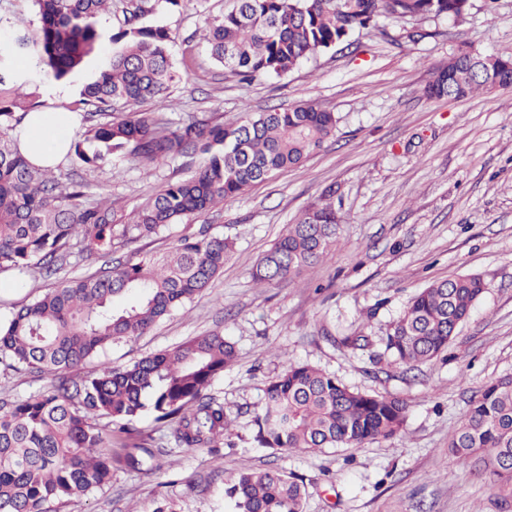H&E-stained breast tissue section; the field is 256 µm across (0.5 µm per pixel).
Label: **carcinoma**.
<instances>
[{
    "label": "carcinoma",
    "instance_id": "obj_1",
    "mask_svg": "<svg viewBox=\"0 0 512 512\" xmlns=\"http://www.w3.org/2000/svg\"><path fill=\"white\" fill-rule=\"evenodd\" d=\"M40 25L0 55V84L11 55L33 51L35 67L0 97V271L51 276L73 252L103 259L85 277L68 279L0 323V363L50 379L24 399L0 398V512H57L112 478V467L153 470L161 448L112 449V438L145 413L186 450L221 447L232 424L224 403L209 393L213 379L236 358L219 332L194 336L130 365L83 371L112 344L145 334L156 322L208 288L224 269L234 240L202 227L172 249L114 258L117 249L166 226L210 211L276 172L298 166L336 134L338 118L313 102L245 112L224 121L215 113L174 122L163 112L177 77L163 25L143 19L182 0H123L117 29L100 26L113 0H34ZM470 0H237L213 19L202 40L224 71L252 82L281 75L338 46L357 47L355 34L372 28L390 37L385 19L467 21ZM112 53L84 86L79 104L97 118L71 144L74 161L98 168L114 157L161 166L203 156L190 177L169 181L132 211L113 200L91 201L86 184H62L49 169L28 163L5 132L19 114L37 108L22 92L47 71L57 80L81 70L102 42ZM512 83V56L479 61L462 46L433 69L429 99L462 100ZM151 101L152 112L134 106ZM312 206L259 260L252 278L271 286L328 258L340 220L330 199ZM485 291L477 275L457 274L421 289L386 331L385 352L412 368L448 350ZM409 403L346 386L310 364H291L267 383L253 419L254 442L280 453L361 447L401 434ZM105 419L107 424L100 425ZM448 452L472 475L512 495V375L483 386L467 403ZM232 512H302L303 484L279 469L239 472L224 490Z\"/></svg>",
    "mask_w": 512,
    "mask_h": 512
}]
</instances>
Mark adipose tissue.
<instances>
[{"label":"adipose tissue","instance_id":"ef3b65f1","mask_svg":"<svg viewBox=\"0 0 512 512\" xmlns=\"http://www.w3.org/2000/svg\"><path fill=\"white\" fill-rule=\"evenodd\" d=\"M77 125V116L62 108L34 111L16 126L12 138L28 162L53 168L65 157Z\"/></svg>","mask_w":512,"mask_h":512}]
</instances>
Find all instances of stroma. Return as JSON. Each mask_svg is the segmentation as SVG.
Returning <instances> with one entry per match:
<instances>
[{"label": "stroma", "instance_id": "obj_1", "mask_svg": "<svg viewBox=\"0 0 512 512\" xmlns=\"http://www.w3.org/2000/svg\"><path fill=\"white\" fill-rule=\"evenodd\" d=\"M462 26L451 20H400L388 37L361 30L356 53L333 49L287 74L250 84L209 59L202 30L233 0H186L148 16L170 28L178 80L166 110L174 121L200 113L231 120L243 112L316 102L339 118L336 135L304 163L278 172L222 207L141 239L139 254L164 251L208 225L233 238L224 272L192 302L143 336L113 344L88 361V372L124 366L217 331L236 359L210 392L234 420L215 451L175 449L160 469H113L111 482L59 512H154L163 501L178 512H230L229 473L278 468L306 484L304 512H512V498L474 478L448 453V437L469 399L487 382L512 374V90L448 101L424 97L434 65L460 41L475 50L512 54V0H472ZM39 26L33 0H0V49ZM419 30L421 38L407 34ZM84 69L39 83L41 107L77 110ZM198 160L181 159L147 172L133 160L88 169L65 160L61 180L83 178L90 199L122 198L134 207L169 180L189 177ZM334 189L341 218L336 245L322 263L291 279L257 287L252 269L285 225ZM98 263L72 254L55 279L0 272V320L33 302L53 281L77 278ZM456 273L486 283L483 296L441 357L406 370L384 360L389 323L430 282ZM368 336L356 349L342 337ZM309 363L349 387L400 396L410 404L395 439L320 452L276 453L257 447L252 419L263 390L287 363Z\"/></svg>", "mask_w": 512, "mask_h": 512}]
</instances>
